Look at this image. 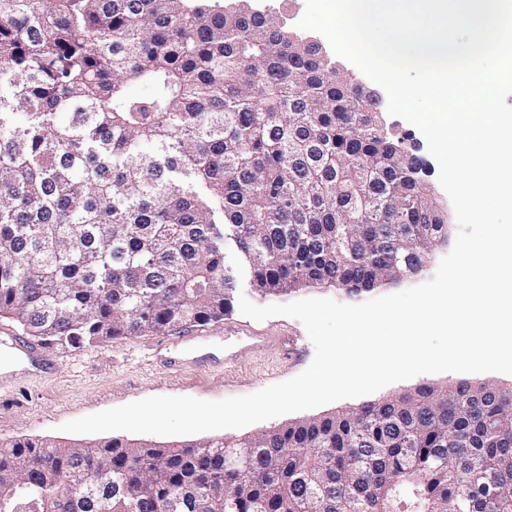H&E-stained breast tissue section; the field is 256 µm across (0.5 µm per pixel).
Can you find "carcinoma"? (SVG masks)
I'll use <instances>...</instances> for the list:
<instances>
[{"mask_svg":"<svg viewBox=\"0 0 512 512\" xmlns=\"http://www.w3.org/2000/svg\"><path fill=\"white\" fill-rule=\"evenodd\" d=\"M248 8L0 0V317L76 348L217 323L244 277L360 296L424 266L447 225L416 149ZM484 390L238 442H1L0 512H512V391Z\"/></svg>","mask_w":512,"mask_h":512,"instance_id":"obj_1","label":"carcinoma"}]
</instances>
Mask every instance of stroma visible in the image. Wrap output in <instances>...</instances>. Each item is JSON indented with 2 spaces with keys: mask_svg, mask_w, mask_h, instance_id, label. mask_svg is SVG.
<instances>
[{
  "mask_svg": "<svg viewBox=\"0 0 512 512\" xmlns=\"http://www.w3.org/2000/svg\"><path fill=\"white\" fill-rule=\"evenodd\" d=\"M249 326L254 330L294 336L300 347L299 355L290 359L272 348L259 346L242 351L226 372L176 374L155 363L153 344L158 336L154 333L80 348L56 346L58 364L53 377L31 376L0 392V442L30 438L52 439L65 447L90 445L97 442V435L68 433L62 431V424L152 396H189L218 401L248 395L299 375L312 362L315 349L298 319L274 316L261 322L250 321ZM462 382L511 388L512 375L497 372L420 374L392 383L375 392L373 397L352 399L350 405L358 408L372 398L379 400L422 386L445 389ZM336 410V404L328 403L240 429L197 433L193 439L197 442L212 438L234 441Z\"/></svg>",
  "mask_w": 512,
  "mask_h": 512,
  "instance_id": "1",
  "label": "stroma"
}]
</instances>
